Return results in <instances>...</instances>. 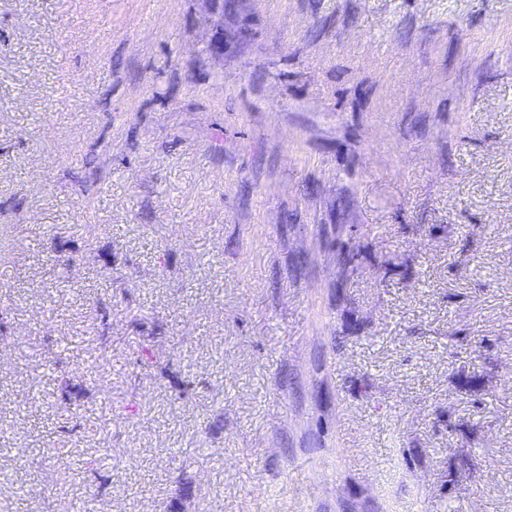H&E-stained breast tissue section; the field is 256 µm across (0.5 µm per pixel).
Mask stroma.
<instances>
[{"label":"stroma","mask_w":512,"mask_h":512,"mask_svg":"<svg viewBox=\"0 0 512 512\" xmlns=\"http://www.w3.org/2000/svg\"><path fill=\"white\" fill-rule=\"evenodd\" d=\"M512 512V0H0V512Z\"/></svg>","instance_id":"35a3bbf8"}]
</instances>
